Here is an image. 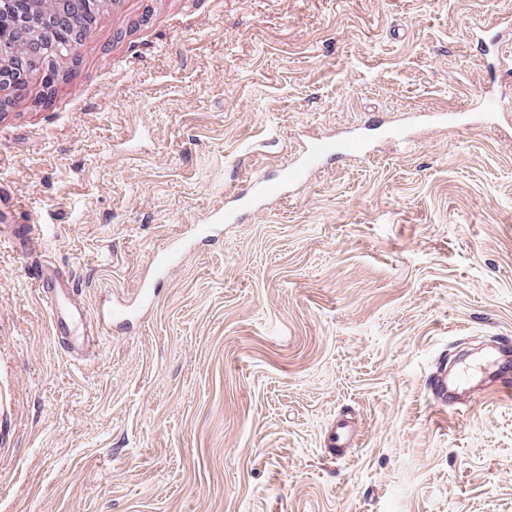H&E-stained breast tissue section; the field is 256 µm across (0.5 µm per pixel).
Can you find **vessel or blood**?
<instances>
[{
    "mask_svg": "<svg viewBox=\"0 0 512 512\" xmlns=\"http://www.w3.org/2000/svg\"><path fill=\"white\" fill-rule=\"evenodd\" d=\"M367 141L354 132L339 139L320 137L305 144L301 154L287 167L280 169L275 177L250 184L246 189L234 193L230 207L217 211L213 223L200 228L201 237L214 235L219 225L235 224L240 220L241 210L261 207L267 199L283 195L286 188L306 186L322 161L337 154L354 156L366 153ZM43 227L39 224H10L0 228V236L38 245ZM185 241L171 243L154 258L158 274H165L178 264L188 250ZM29 277L38 287V296L49 307V322L55 340L61 341L65 352L73 359H82L94 348L99 333V320L90 318L85 308L74 298L71 282L63 274L50 268H35ZM485 369L500 373L497 385L502 399L512 400V340L495 343L483 358ZM476 376L468 369L449 371L447 363H440L426 379V389L435 404L445 405L456 401L468 392Z\"/></svg>",
    "mask_w": 512,
    "mask_h": 512,
    "instance_id": "obj_1",
    "label": "vessel or blood"
}]
</instances>
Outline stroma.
Returning a JSON list of instances; mask_svg holds the SVG:
<instances>
[{"label":"stroma","instance_id":"35a3bbf8","mask_svg":"<svg viewBox=\"0 0 512 512\" xmlns=\"http://www.w3.org/2000/svg\"><path fill=\"white\" fill-rule=\"evenodd\" d=\"M512 0H103L0 112V512H512V401L437 407L512 337ZM491 123L431 116L483 109ZM391 123L419 125L408 153ZM307 187L191 249L71 360L30 265L96 312L326 134ZM348 424L344 458L327 452ZM1 238L25 242L35 247L42 239L43 224H5L0 230ZM478 374L470 373L465 366L448 374V361H443L426 379V389L436 405H447L456 402L457 398L468 392Z\"/></svg>","mask_w":512,"mask_h":512}]
</instances>
